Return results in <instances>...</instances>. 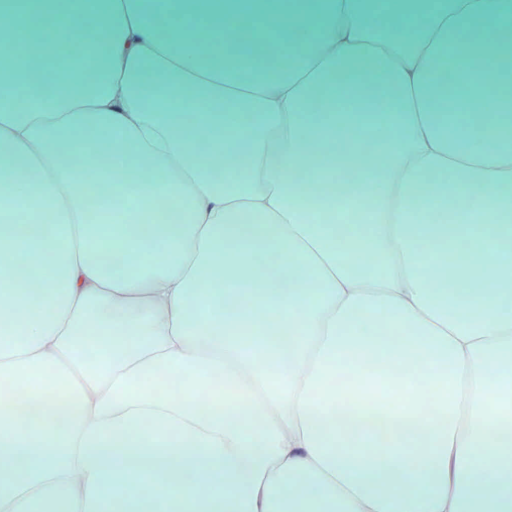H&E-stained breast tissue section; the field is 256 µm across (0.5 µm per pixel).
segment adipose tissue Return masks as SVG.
Instances as JSON below:
<instances>
[{
  "instance_id": "obj_1",
  "label": "adipose tissue",
  "mask_w": 512,
  "mask_h": 512,
  "mask_svg": "<svg viewBox=\"0 0 512 512\" xmlns=\"http://www.w3.org/2000/svg\"><path fill=\"white\" fill-rule=\"evenodd\" d=\"M312 2L304 47L283 0H251L281 39L259 80L225 74L239 0H178L220 53L153 0H100L99 82L59 67L49 95L0 102V387L44 405L0 416V512H512V97L470 112L434 69L451 48L468 94L512 84V0H390L384 23L371 0ZM40 6L50 57L84 21ZM470 32L491 55L470 59ZM329 86L347 103L316 110ZM101 172L173 223L116 209L101 232ZM459 244L478 262L449 264ZM380 411L383 443L362 421Z\"/></svg>"
}]
</instances>
